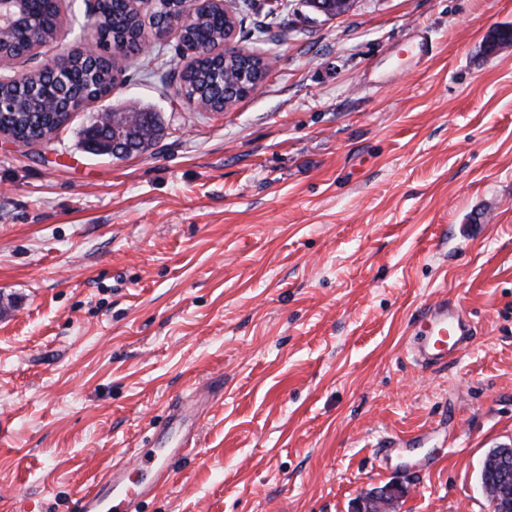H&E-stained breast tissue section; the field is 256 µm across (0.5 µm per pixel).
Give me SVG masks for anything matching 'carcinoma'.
<instances>
[{
    "label": "carcinoma",
    "instance_id": "obj_1",
    "mask_svg": "<svg viewBox=\"0 0 512 512\" xmlns=\"http://www.w3.org/2000/svg\"><path fill=\"white\" fill-rule=\"evenodd\" d=\"M92 26L100 44V57L92 60L75 51L59 73L49 71L30 75L21 85L0 84V125L15 137L29 143L48 140L66 125L71 114L83 105L102 100L119 85L121 71L112 67V54L131 57L147 69L153 57H143L144 23L135 0H96ZM227 20L218 19L213 6L197 8L192 21L182 31L181 44L187 47H215L224 43ZM57 24L49 10L34 15L30 32L40 40L54 39ZM24 46L18 34L0 29V51L14 54ZM262 58L237 49L225 54L194 56L192 64L180 74V92L191 99H205L223 109L225 102L242 98L240 92L230 93L226 83L239 80L250 83L267 76L269 65H260ZM124 137L143 153L161 136L163 127L147 112L125 119ZM86 147L97 155L112 154V137H102L91 130L83 131ZM500 449L493 448L483 463L488 482L486 496L508 497L512 502V470H499Z\"/></svg>",
    "mask_w": 512,
    "mask_h": 512
}]
</instances>
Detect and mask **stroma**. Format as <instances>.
<instances>
[{
	"instance_id": "obj_1",
	"label": "stroma",
	"mask_w": 512,
	"mask_h": 512,
	"mask_svg": "<svg viewBox=\"0 0 512 512\" xmlns=\"http://www.w3.org/2000/svg\"><path fill=\"white\" fill-rule=\"evenodd\" d=\"M63 0L23 72L93 44ZM229 0L262 89L200 112L130 59L109 100L45 143L0 137V512L76 501L171 405L197 447L145 512H492L486 452L512 446V0ZM159 113L142 154L93 156L102 111ZM437 299L470 312L457 359L409 352ZM400 453L378 461V442ZM424 457L436 458L429 470Z\"/></svg>"
}]
</instances>
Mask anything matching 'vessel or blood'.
Wrapping results in <instances>:
<instances>
[{
  "label": "vessel or blood",
  "mask_w": 512,
  "mask_h": 512,
  "mask_svg": "<svg viewBox=\"0 0 512 512\" xmlns=\"http://www.w3.org/2000/svg\"><path fill=\"white\" fill-rule=\"evenodd\" d=\"M420 326L422 334L413 340L412 350L416 361L425 367L447 364L458 350L468 345L472 336L466 311L445 300L430 305L422 313ZM193 418L192 409L178 406L169 413L166 426L157 430L156 436L161 439L168 430L180 429L178 447L133 449L132 461L151 469V483L131 489L125 483L126 465H113L90 490L80 494L79 512H142L145 499L154 494L156 486L167 481L173 460L195 450L197 438Z\"/></svg>",
  "instance_id": "b4317fda"
}]
</instances>
